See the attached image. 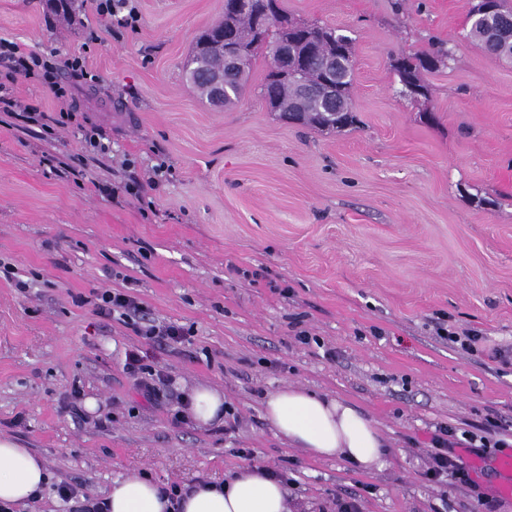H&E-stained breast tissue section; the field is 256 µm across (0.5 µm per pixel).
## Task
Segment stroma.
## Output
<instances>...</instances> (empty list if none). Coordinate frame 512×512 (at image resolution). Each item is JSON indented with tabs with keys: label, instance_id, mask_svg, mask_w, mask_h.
Listing matches in <instances>:
<instances>
[{
	"label": "stroma",
	"instance_id": "35a3bbf8",
	"mask_svg": "<svg viewBox=\"0 0 512 512\" xmlns=\"http://www.w3.org/2000/svg\"><path fill=\"white\" fill-rule=\"evenodd\" d=\"M134 2L139 22L123 28L91 0H78L81 27L43 0H0V39L84 57L97 83L58 80L110 140L95 153L74 128L47 135L0 112V263L13 271L0 273V435L50 474L15 512H73L63 483L102 499L132 474L183 486L248 463L284 474L299 512H334L340 497L360 512H475L480 496L512 512L498 451L468 485L423 475L437 427L460 435L491 414L512 444V362L492 356L512 350V59L468 37L475 0H280L354 40L358 123L331 133L269 112L262 56L233 107L188 86L183 64L224 0ZM438 42L452 60L424 73L426 96H407L395 60ZM10 93L31 112L62 106L35 77ZM133 177L157 178L153 211L101 191ZM106 290L192 330L151 351L169 377L154 401L124 369L141 337L95 310ZM442 324L477 334L478 353L438 336ZM200 383L223 392L235 431L174 424L177 396ZM289 385L364 411L387 441L383 467L285 443L263 402Z\"/></svg>",
	"mask_w": 512,
	"mask_h": 512
}]
</instances>
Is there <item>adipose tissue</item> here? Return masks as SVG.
<instances>
[{
    "label": "adipose tissue",
    "mask_w": 512,
    "mask_h": 512,
    "mask_svg": "<svg viewBox=\"0 0 512 512\" xmlns=\"http://www.w3.org/2000/svg\"><path fill=\"white\" fill-rule=\"evenodd\" d=\"M193 422L208 427L224 418V394L200 385L187 393ZM264 416L289 445L317 460L336 459L363 470L381 468L385 440L354 404L301 386L270 394ZM49 476L40 457L0 436V507L30 499ZM108 512H295L288 489L262 465L239 468L227 480H200L171 497L164 486L130 475L114 480L107 495Z\"/></svg>",
    "instance_id": "adipose-tissue-1"
}]
</instances>
